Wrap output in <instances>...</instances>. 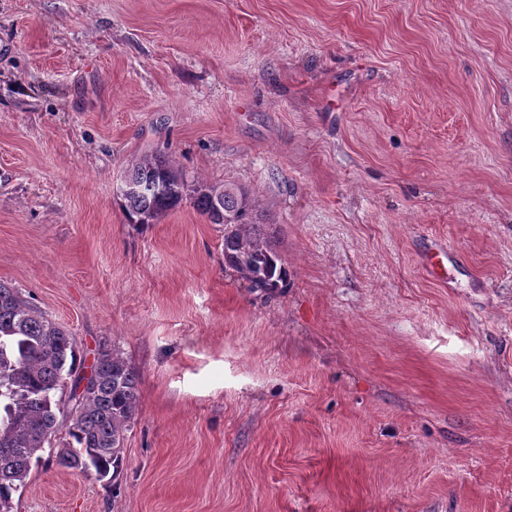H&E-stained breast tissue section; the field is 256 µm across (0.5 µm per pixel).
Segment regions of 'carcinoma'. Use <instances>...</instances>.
<instances>
[{
    "instance_id": "1",
    "label": "carcinoma",
    "mask_w": 512,
    "mask_h": 512,
    "mask_svg": "<svg viewBox=\"0 0 512 512\" xmlns=\"http://www.w3.org/2000/svg\"><path fill=\"white\" fill-rule=\"evenodd\" d=\"M126 174L132 189L121 199L138 224L157 222L182 200L184 178L161 153ZM194 205L212 224L220 223L219 207L235 215V223L224 225L226 265L266 291L287 279L271 225L247 191L206 186ZM83 369L76 338L19 289L0 282V512H11L12 495L34 465L80 470L108 484L119 477L140 404L137 372L113 347L99 350L90 377ZM69 379L72 404L57 395Z\"/></svg>"
}]
</instances>
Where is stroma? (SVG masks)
<instances>
[{
	"label": "stroma",
	"mask_w": 512,
	"mask_h": 512,
	"mask_svg": "<svg viewBox=\"0 0 512 512\" xmlns=\"http://www.w3.org/2000/svg\"><path fill=\"white\" fill-rule=\"evenodd\" d=\"M224 183L286 287L225 265ZM0 281L141 393L116 485L12 512H512V0H0ZM127 177L133 188L120 197L138 224L157 222L182 200L184 178L164 154L156 152L132 165L121 178L117 192L125 187Z\"/></svg>",
	"instance_id": "obj_1"
}]
</instances>
